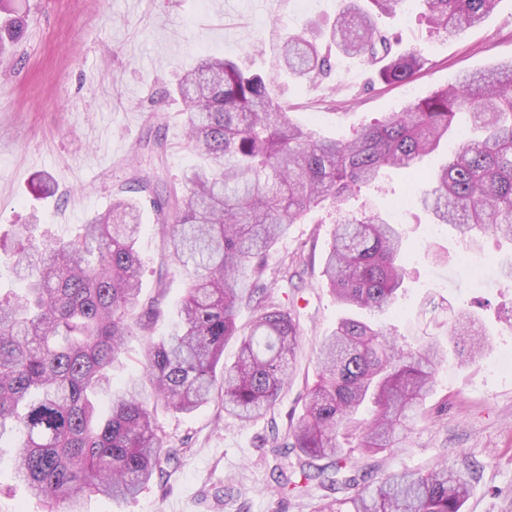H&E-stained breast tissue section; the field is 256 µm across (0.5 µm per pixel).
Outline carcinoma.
<instances>
[{
	"label": "carcinoma",
	"instance_id": "1",
	"mask_svg": "<svg viewBox=\"0 0 512 512\" xmlns=\"http://www.w3.org/2000/svg\"><path fill=\"white\" fill-rule=\"evenodd\" d=\"M425 22L450 37L480 24L499 0H421ZM403 0H344L336 22L313 39L291 34L283 67L301 83L323 75L332 52L359 57L387 83L406 82L427 60L396 52L377 24ZM23 36L18 17L0 21V55ZM189 148L201 163L181 187L160 193L148 177L119 186L112 208L68 240L36 238L16 224L19 247L0 251L22 286L0 295V447L14 449V476L45 512H85L93 496L126 499L178 455L156 424L154 402L189 415L212 400L248 423L280 398L293 374L299 323L272 297L265 257L288 226L339 207L388 168L418 170L454 133L447 162L425 174L417 201L461 236L491 232L512 242V60L438 88L344 140L295 122L273 82L238 63L206 57L177 88ZM150 206L168 257L186 279L180 325L150 340L130 381L112 366L132 329L150 333L161 314L141 299L142 211ZM399 227L377 211L336 220L322 277L341 304L383 317L406 275ZM255 304L248 326L237 309ZM238 355L223 365L224 346ZM463 361L488 338L471 314L448 321ZM448 349L409 343L380 323L343 318L325 337L317 380L289 427L299 480L353 489L348 512H462L476 471L438 465L392 472L372 485L343 443L365 458L407 447Z\"/></svg>",
	"mask_w": 512,
	"mask_h": 512
}]
</instances>
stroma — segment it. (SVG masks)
<instances>
[{
    "label": "stroma",
    "mask_w": 512,
    "mask_h": 512,
    "mask_svg": "<svg viewBox=\"0 0 512 512\" xmlns=\"http://www.w3.org/2000/svg\"><path fill=\"white\" fill-rule=\"evenodd\" d=\"M25 19L15 54L0 56V239L29 215L38 233L67 239L112 203L113 190L138 175L176 183L196 157L183 136L180 106L167 98L184 71L201 58L234 60L273 79L291 105L293 120L321 136L346 139L361 126L457 82L463 74L492 70L512 60V0H499L479 26L459 37L430 32L418 0H407L380 26L397 34L400 47L427 58L406 83L386 84L357 58L335 55L316 82L300 85L279 66L282 38L312 27L327 28L343 0H11ZM162 139L164 153L148 146ZM411 177L389 170L377 185L346 201L387 214L406 233L405 292L389 322L408 342L447 344V306L465 307L488 332L474 363L448 358L426 406L434 416L417 427L407 447L378 455V475L425 470L440 463L472 462L479 473L463 512H512V282L478 283L473 271L512 260V243L483 235L469 248L450 227L411 205ZM335 215L308 212L269 252L278 272L300 250L315 263L278 280L275 300L293 301L301 346L296 374L276 404L242 424L213 401L189 416L158 409V424L177 458L135 498L95 496L87 512H315L348 497V490L311 486L280 499L273 470H291L295 456L273 455L272 430L287 434L303 411L316 379L314 356L345 309L321 276ZM137 244L143 298L160 297L163 315L153 333L168 335L185 294L179 268L167 258L152 211ZM442 304L438 315L427 301ZM11 449L0 450V512H43L41 502L15 482Z\"/></svg>",
    "instance_id": "stroma-1"
}]
</instances>
